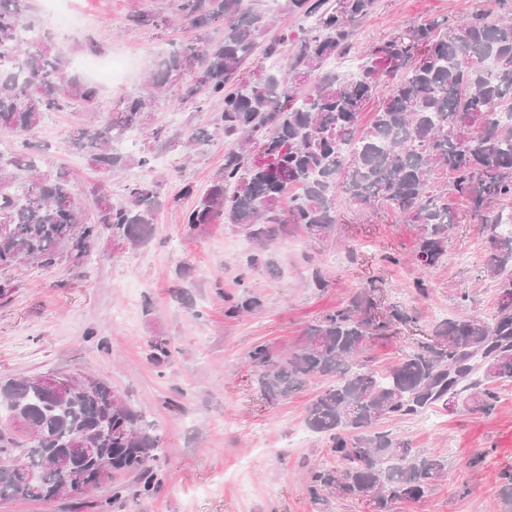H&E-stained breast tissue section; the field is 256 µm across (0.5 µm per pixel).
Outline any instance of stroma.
I'll return each instance as SVG.
<instances>
[{
	"mask_svg": "<svg viewBox=\"0 0 512 512\" xmlns=\"http://www.w3.org/2000/svg\"><path fill=\"white\" fill-rule=\"evenodd\" d=\"M169 5L170 0H30L31 19L71 64L115 54L137 63L130 82L100 86L96 113L76 103L44 114L32 138L42 170L66 169L90 217L97 195L123 201L125 186L135 181L156 182L160 206L146 243L117 246L102 236L83 266L26 269L16 275L10 297L0 299V378L80 370L108 382L160 437L153 465L159 487L152 496L136 497V478L120 474L77 498L1 500L0 512H367L336 498L318 503L307 490L310 468L331 461L323 439L305 423L306 407L324 380H310L288 398L267 400L249 353L259 344L277 352L297 347L308 325L363 288L375 289L379 307L395 304L413 316L396 336L368 347L367 356L381 371L441 319L456 315L460 295L469 297L463 307L469 314L491 317L496 282L488 268L487 232L471 219L464 200L449 197L457 226L442 263L429 270L413 263L417 225L345 197L338 202L336 235L324 241L291 224L260 249L220 219L185 233L183 215L194 201L181 190L209 181L224 163V144L189 156L173 141L206 126L218 110L214 103L197 112L159 98L155 122L163 126V138L140 137L131 146L148 150L143 167L104 175L67 150L71 131L89 117L104 119L119 99L140 89L166 41L194 38L185 22L162 40L129 20L132 11ZM478 5L498 11L497 0H377L357 21L351 52L331 63L338 73L353 74L370 47L396 30L436 16L464 18ZM389 254L399 264L386 262ZM420 280L429 288L427 296L415 291ZM244 292L258 299V307L226 316L227 298ZM155 341L168 344V361L153 360ZM496 391L499 401L489 415L439 409L430 427L419 417L385 422L395 437L448 459L447 480L419 501L399 502L395 512H501L498 475L512 467V382L498 384ZM116 483L129 489L118 502L112 499Z\"/></svg>",
	"mask_w": 512,
	"mask_h": 512,
	"instance_id": "stroma-1",
	"label": "stroma"
}]
</instances>
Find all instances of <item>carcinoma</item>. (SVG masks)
Returning a JSON list of instances; mask_svg holds the SVG:
<instances>
[{
    "instance_id": "obj_1",
    "label": "carcinoma",
    "mask_w": 512,
    "mask_h": 512,
    "mask_svg": "<svg viewBox=\"0 0 512 512\" xmlns=\"http://www.w3.org/2000/svg\"><path fill=\"white\" fill-rule=\"evenodd\" d=\"M175 2L172 12L137 10L131 22L161 36L180 18L198 35L169 43L142 90L120 99L104 122L84 125L67 139L69 149L87 155L97 170L149 163L113 144L131 129L161 137L154 118L159 95L198 111L218 100L222 109L211 127L185 136L195 151L224 140V166L207 187L183 188L196 196L183 220L188 234L221 218L259 246L288 222L324 240L336 231V198L346 195L418 225L415 261L428 270L442 262L456 227L450 194L465 198L471 219L489 232L491 271L499 279L495 313L440 321L386 372L372 367L366 344L396 335L413 316L397 306L373 315V288L307 327L295 349L280 353L257 345L249 353L259 369L257 385L271 399L314 378L332 379L306 410L307 426L324 436L334 461L311 468L314 500L327 503L334 495L364 501L373 512L420 500L446 476L448 459L413 449L380 424L446 410L448 398L489 414L498 402L494 384L512 380V230L502 231L512 224V209L507 215L495 210L501 202L512 206V120L503 119L512 117V0H499L495 16L481 9L464 20L433 17L397 31L371 48L352 79L337 77L325 64L348 50L353 22L376 0H280L282 12L312 18L315 25L290 51L285 38L266 44L263 58L280 59L281 68L265 79L244 66L254 60L271 17L244 7V0ZM28 11V0H0V135L18 144L0 163L1 299L14 290L11 272L25 263L78 266L107 232L120 243L146 241L158 204L156 184L130 183L124 204L99 196L96 219L89 222L70 173L40 170L30 138L43 114L74 102L91 111L98 91L71 74L59 49L20 40V31L33 27ZM217 22L223 34L213 39L208 29ZM375 97L373 118L361 128V113ZM16 170L27 172V181L15 184ZM442 172L448 173L444 188L436 181ZM0 418L31 430L23 439L7 426L0 429V456L23 449L44 501L84 493L60 482L68 449L83 445L93 449L91 456L70 461L83 479L105 465L114 475H137L144 495L155 488L150 463L158 458L160 438L100 379L60 399L43 394L38 376L0 380ZM499 481L504 512H512V470L500 473ZM28 496L13 466L0 462V500Z\"/></svg>"
}]
</instances>
